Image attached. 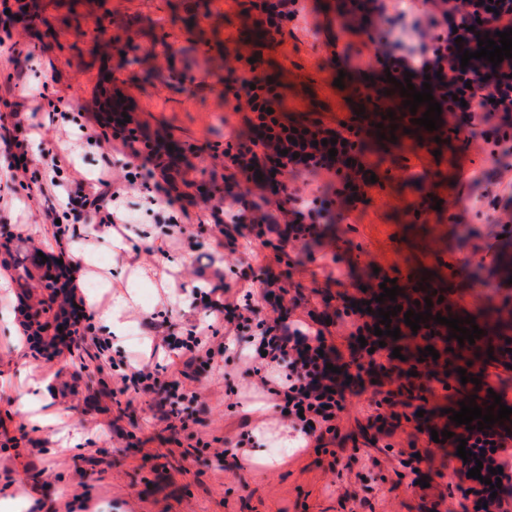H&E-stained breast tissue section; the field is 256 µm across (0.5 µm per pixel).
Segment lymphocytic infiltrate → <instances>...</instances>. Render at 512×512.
Listing matches in <instances>:
<instances>
[{"instance_id": "1", "label": "lymphocytic infiltrate", "mask_w": 512, "mask_h": 512, "mask_svg": "<svg viewBox=\"0 0 512 512\" xmlns=\"http://www.w3.org/2000/svg\"><path fill=\"white\" fill-rule=\"evenodd\" d=\"M304 10L300 0H244L243 13L271 41L281 44L289 22ZM461 14L475 20V27L458 23ZM411 15V28L419 39L411 49L403 48L396 35L402 16L390 11L387 0H338L335 23H314L310 32L324 36L329 47L337 46L343 36L359 39L360 49L345 47L341 58L354 70L367 73L364 90H372L374 74L399 80L409 74L417 87L430 82L433 98L442 108L443 126L468 129L499 168L511 170L512 58L496 66L474 58L465 64L459 54L464 49L476 51L480 34L512 29V0H412ZM252 56L249 44L241 41L224 49V107L240 114L242 127L223 152L224 185L231 188V198L224 206L213 207L209 218L228 230L249 227L259 248L248 259L256 262L268 249L275 259H283L288 247L318 241L323 225L340 223L345 209L370 187L374 165L362 148L361 127L289 121L283 94ZM331 138L338 142L333 151L325 145ZM312 183L316 194H303L301 185ZM129 186V181L106 170L93 179L74 177L69 161L60 155L52 157L35 182L41 202L63 197L74 219L93 215L106 229L121 221L118 202ZM286 292L277 281L254 272L225 286L223 299L197 291L194 306L223 320L224 340L192 333L163 341L162 346L186 365L212 367L223 362L230 340L246 341L251 388L274 400L289 429L318 448L326 435L337 430L345 409L341 378L350 369L388 379L389 390L369 402L371 421L386 436L399 428L401 409L450 390L447 379H434L427 371L412 376L396 364L392 346L379 344L373 314L347 302L336 312V325L348 339L362 337L366 344L353 364L339 363L321 329L288 319L289 309L283 304ZM272 298L278 315L268 318L263 305ZM76 335L78 341H92L99 367L112 371L116 393H156L174 408L197 400L196 392L161 381L150 367L114 365L109 340L92 336L90 326Z\"/></svg>"}]
</instances>
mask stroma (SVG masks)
<instances>
[{
  "label": "stroma",
  "instance_id": "1",
  "mask_svg": "<svg viewBox=\"0 0 512 512\" xmlns=\"http://www.w3.org/2000/svg\"><path fill=\"white\" fill-rule=\"evenodd\" d=\"M23 2L28 21L0 18V136L14 143L10 150L0 143V228L12 235L0 246V259L13 266L67 254L102 285L93 296L75 281L76 297H92L102 309L114 295L138 294L125 320L141 327L139 346L112 335L99 318L90 320L94 335L110 338L113 359L155 367L168 379L157 329L184 336L203 328L204 317L192 305L194 288L223 287L246 269L248 238L238 239L236 252L224 250L207 221L224 196V164L212 154L223 150L229 128L240 125L239 115L224 110L229 37L260 53L289 119L331 127L361 123L375 164L377 186L338 224L337 235L265 269L299 300L297 316L314 314L328 343L346 348L334 323L340 290L325 280L332 254L339 253L358 270L378 268L398 288L436 291L453 317L482 318L486 307L474 290L480 272L464 240L471 234L479 244H512V231L491 221L496 199L512 195V173H499L485 153L448 130L411 133L391 83H378L372 97L360 94L358 75L341 72L331 48L312 38L304 20L292 22L281 49L224 0ZM127 46L135 55L128 63L120 55ZM151 51L158 59L149 63ZM116 91L134 117L138 149L160 150L184 198L151 207L141 189L146 168L87 144L73 158L79 175L105 168L134 180L124 203L127 221L106 234L84 219L72 225L69 238L55 241L44 209L29 197L31 173L52 154L65 153L81 128L111 131L103 101ZM60 98L72 107L66 123L50 110ZM394 127L396 141L380 143L378 129ZM15 156L25 158L26 168L12 167ZM421 173L427 180L419 189L407 177ZM477 176L483 185L474 192L469 185ZM458 196L466 208L460 226L452 205ZM419 200L426 212L418 217L412 208ZM102 252L111 253L108 264L96 263ZM16 277L13 269L0 270V512L8 498L16 500L15 512H434L438 506L456 512L460 491L437 475L453 439L434 442L410 422L393 437L378 435L367 422L372 381L352 384L327 447L288 451L282 446L287 428H255L271 402L240 397L247 382V349L240 345L229 363L195 366L180 377L184 389L199 395L194 420L182 430L179 415L155 394L113 396L112 374L97 371L90 344L51 355L25 341ZM33 381L46 382L51 405L86 426L85 437L72 441L61 426L35 420L27 398ZM242 435L250 439V460L241 466L225 455L224 441ZM413 445L435 457L421 464L415 486L403 466Z\"/></svg>",
  "mask_w": 512,
  "mask_h": 512
}]
</instances>
